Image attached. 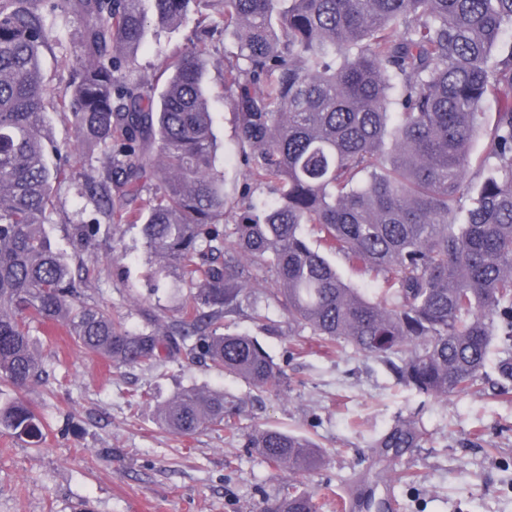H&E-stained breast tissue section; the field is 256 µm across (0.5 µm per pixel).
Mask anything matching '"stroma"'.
Listing matches in <instances>:
<instances>
[{"mask_svg": "<svg viewBox=\"0 0 512 512\" xmlns=\"http://www.w3.org/2000/svg\"><path fill=\"white\" fill-rule=\"evenodd\" d=\"M50 41L42 71L53 88L65 87L61 65L83 29L71 11L42 5ZM192 24L164 29L149 41L134 64L123 67L121 82H152L173 48H185ZM221 50L209 66L217 168L229 200L255 209L270 205L271 187L249 180L235 137L231 99L224 96V49L233 36L216 33ZM98 146L69 156L67 180L53 192L48 223L57 246L71 261L89 268L85 295L123 318L134 330L167 327L179 317L188 293L181 277L157 279L138 227L115 226L111 236L75 250L68 237L73 224H90L99 213L82 194L84 176L107 162ZM271 328L248 313L227 317L230 331L257 338L288 376L284 395L258 393L242 381L182 354L145 372L113 369L102 358L81 352L64 327L48 323L38 336L48 379L32 387L29 399L50 425L45 442L32 446L0 432V512H261L288 487V471L276 470L248 446L257 427H276L304 436L324 452V463L310 484H329L345 495L350 512H365L368 493L390 503L391 512H512V379L492 347L487 378L478 391L460 397L418 394L399 383L376 359L333 351L308 341L301 354L288 319L269 308ZM224 389L243 401L241 429L228 438L213 428L179 436L156 423L159 404L184 386ZM425 433L418 447L383 454L376 440L405 422ZM419 478L414 487L390 481L391 470Z\"/></svg>", "mask_w": 512, "mask_h": 512, "instance_id": "1", "label": "stroma"}]
</instances>
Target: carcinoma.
<instances>
[{
  "label": "carcinoma",
  "mask_w": 512,
  "mask_h": 512,
  "mask_svg": "<svg viewBox=\"0 0 512 512\" xmlns=\"http://www.w3.org/2000/svg\"><path fill=\"white\" fill-rule=\"evenodd\" d=\"M32 0H0V383L19 392L47 377L33 325L59 323L84 352L119 369L152 371L185 352L259 393L286 375L247 334L220 333L262 282L293 336L394 364L419 394L459 397L480 386L491 345L512 353V0H59L80 15L68 84L44 81L48 44ZM215 9L236 49L224 51V92L256 184L277 199L235 224L218 161L207 73ZM194 12L191 47L168 56L160 93L116 73L150 32ZM71 116L73 148L109 145L106 175H85L107 223L74 224L84 248L114 224H138L155 275L182 270L188 297L177 334L132 331L90 304L46 231L54 186L45 101ZM493 96L494 112L484 111ZM482 136L487 151L474 155ZM153 197L136 199L147 176ZM312 225L323 250L311 246ZM374 279L367 296L329 259ZM242 400L192 385L157 411L161 428L191 436L240 430ZM0 430L33 442L45 424L24 397L0 405ZM414 425L379 442L415 448ZM269 466L293 483L265 512H317L333 494L313 486L322 450L305 437L256 428Z\"/></svg>",
  "instance_id": "obj_1"
}]
</instances>
